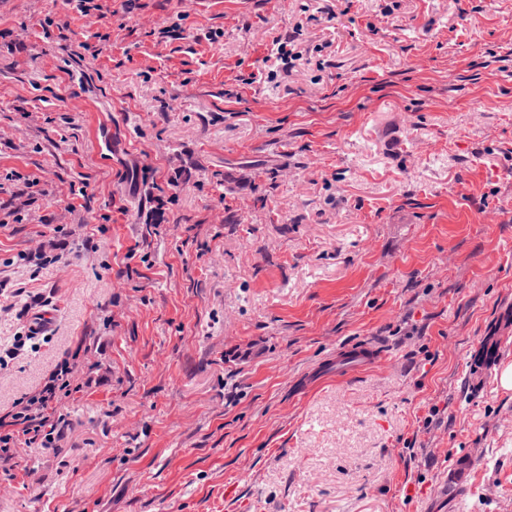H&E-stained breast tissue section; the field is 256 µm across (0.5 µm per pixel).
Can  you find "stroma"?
Wrapping results in <instances>:
<instances>
[{
  "label": "stroma",
  "instance_id": "1",
  "mask_svg": "<svg viewBox=\"0 0 512 512\" xmlns=\"http://www.w3.org/2000/svg\"><path fill=\"white\" fill-rule=\"evenodd\" d=\"M1 280L0 512H512V0H0ZM378 355L368 346L340 350L336 355V373H350L372 364ZM63 358L49 374L39 392L17 402L14 409L1 421L0 417V462H9L15 458L19 444L37 445L40 448H52L49 445L59 440L64 422L61 417L51 420V414L62 398L69 397L77 386L72 387L73 368L76 356ZM51 411V412H49ZM6 427H11L6 429ZM2 428L4 432L2 433ZM49 429V430H48ZM40 445V446H38Z\"/></svg>",
  "mask_w": 512,
  "mask_h": 512
}]
</instances>
